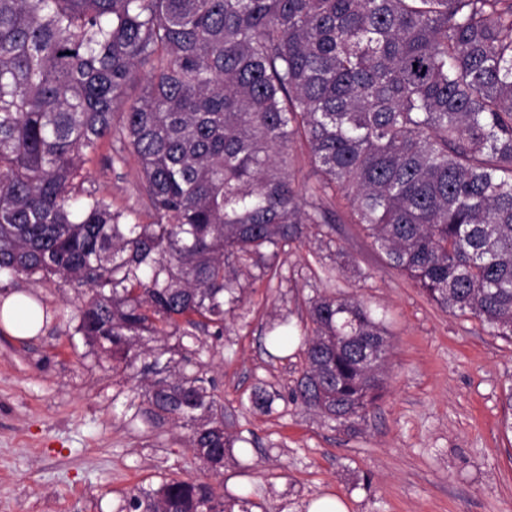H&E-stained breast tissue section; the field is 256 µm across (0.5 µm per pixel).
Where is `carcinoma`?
Returning a JSON list of instances; mask_svg holds the SVG:
<instances>
[{"label": "carcinoma", "instance_id": "carcinoma-1", "mask_svg": "<svg viewBox=\"0 0 512 512\" xmlns=\"http://www.w3.org/2000/svg\"><path fill=\"white\" fill-rule=\"evenodd\" d=\"M112 140L151 224L76 196ZM298 141L321 175L308 194ZM338 194L431 301L512 337V0H0V273L88 288L75 333L212 471L240 438L197 332L224 334L246 265L262 278L311 227L331 245L318 200ZM307 315L293 399L342 424L379 398L387 329L356 298L317 294ZM291 340L270 324L273 350ZM235 505L251 512L167 478L125 509Z\"/></svg>", "mask_w": 512, "mask_h": 512}]
</instances>
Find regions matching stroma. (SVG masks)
Here are the masks:
<instances>
[{"instance_id": "obj_1", "label": "stroma", "mask_w": 512, "mask_h": 512, "mask_svg": "<svg viewBox=\"0 0 512 512\" xmlns=\"http://www.w3.org/2000/svg\"><path fill=\"white\" fill-rule=\"evenodd\" d=\"M111 153L103 147L86 164L78 190L153 222L136 165L110 164ZM331 205L344 265L308 235L278 256L276 276L244 281L245 301L222 337H202L203 375L230 432L246 440L218 474L194 457L185 428L146 421L123 374L75 334L70 284L0 280L5 293L48 311L34 336L0 329V512H119L130 494L171 477L248 492L267 512H308L323 497L348 512H512V433L503 426L512 343L441 310L349 222L343 198ZM323 292L363 300L389 333L382 395L344 425L290 400L303 371L299 345L280 360L266 353L270 320L302 336L305 301ZM260 384L281 395L272 413L249 402Z\"/></svg>"}]
</instances>
